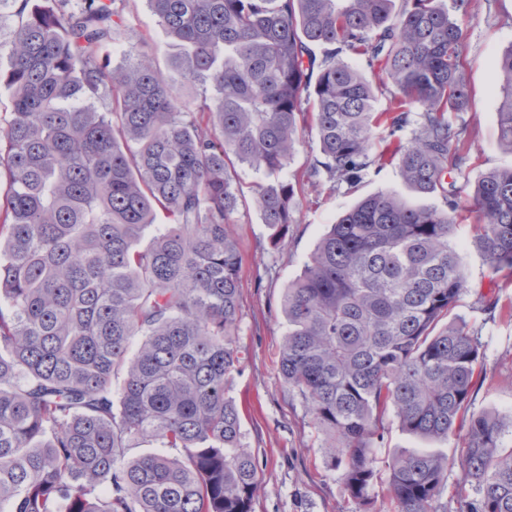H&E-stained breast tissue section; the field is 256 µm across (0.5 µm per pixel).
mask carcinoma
Here are the masks:
<instances>
[{
	"instance_id": "cac0c4a2",
	"label": "carcinoma",
	"mask_w": 512,
	"mask_h": 512,
	"mask_svg": "<svg viewBox=\"0 0 512 512\" xmlns=\"http://www.w3.org/2000/svg\"><path fill=\"white\" fill-rule=\"evenodd\" d=\"M10 2L18 25L0 42L12 102L0 128L6 512H252L259 472L228 395L243 363L234 163L279 173L309 118L312 183L352 184L387 156L408 188L445 208L381 190L330 225L283 297L284 382L358 504H373L379 486L378 512H445L447 459L404 452L378 467L391 411L429 440L468 424L459 467L480 494L470 512H512V419L465 417L481 343L452 316L467 288L453 235L472 0H402L398 11L396 0H146L180 47L168 65L204 89L198 103L147 52L108 64L126 0ZM348 51L397 89L384 111ZM499 74L500 138L512 150V51ZM295 195L281 180L253 197L277 239ZM468 202L478 250L512 276V167L482 175ZM159 211L172 223H155ZM140 444L155 452L132 455Z\"/></svg>"
}]
</instances>
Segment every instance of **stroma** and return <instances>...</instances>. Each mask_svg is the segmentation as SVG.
Listing matches in <instances>:
<instances>
[{"label": "stroma", "mask_w": 512, "mask_h": 512, "mask_svg": "<svg viewBox=\"0 0 512 512\" xmlns=\"http://www.w3.org/2000/svg\"><path fill=\"white\" fill-rule=\"evenodd\" d=\"M462 30L471 87L470 103L463 114L468 157L464 186L469 189L486 171L512 166V151L504 148L499 138L496 83L498 61L512 47V0H473ZM140 40L157 46L162 61L176 51L156 25L145 0H127L124 25L109 48L112 64H121L124 51ZM318 152L314 130L303 129L292 159L279 174L280 179L301 183L302 189L295 197V221L278 242L252 205L265 176L245 165L236 168L241 206L231 233L242 255L238 340L245 359L230 395L243 412V443L255 457L260 476L252 512H359V504L344 489L341 469L325 460L310 415L279 373L278 351L288 332L282 298L329 224L361 198L384 190L418 206H443L441 197L411 192L396 165L388 163L351 185L325 181L310 186L309 164ZM478 234L479 225L471 216L455 229V243L468 278L455 312L481 333L483 371L474 386L471 408L476 412L492 410L507 418L512 416V283L485 264L475 246ZM486 297L496 300L494 310H484ZM384 426L383 438L376 445L381 464L401 451L426 450L452 460L459 457L467 438L466 428L461 427L449 440L428 441L403 431L391 414Z\"/></svg>", "instance_id": "1"}]
</instances>
